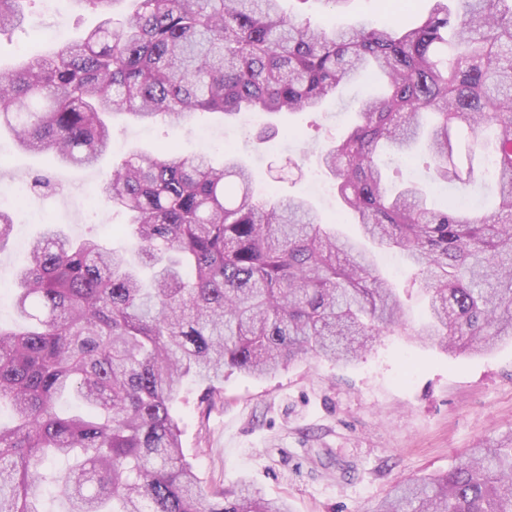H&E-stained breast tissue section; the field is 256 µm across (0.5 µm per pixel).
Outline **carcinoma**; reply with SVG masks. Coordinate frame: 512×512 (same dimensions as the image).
<instances>
[{
	"label": "carcinoma",
	"mask_w": 512,
	"mask_h": 512,
	"mask_svg": "<svg viewBox=\"0 0 512 512\" xmlns=\"http://www.w3.org/2000/svg\"><path fill=\"white\" fill-rule=\"evenodd\" d=\"M27 0H0V34ZM99 13L77 43L0 68V130L49 162L92 168L109 118L173 127L317 110L340 84L384 78L356 102L361 123L321 150L342 211L381 250L416 270L429 307L417 336L458 354L512 338V0H432L413 25L349 29L286 14L282 0H73ZM433 180L465 191L485 155L491 212L430 187L394 193L378 163L412 159L420 139ZM236 151L224 162L133 151L100 188L124 213L138 260L95 237L47 225L14 275L18 323L0 325V512H45L53 483L65 512H292L245 483L206 495L173 413L189 378L272 373L303 357L350 362L406 323L399 289L374 257L341 239L297 197H260ZM13 216L0 210V251ZM59 456L72 465L50 469ZM370 512H512V434L448 470L396 487Z\"/></svg>",
	"instance_id": "cac0c4a2"
}]
</instances>
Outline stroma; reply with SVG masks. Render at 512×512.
<instances>
[{
  "mask_svg": "<svg viewBox=\"0 0 512 512\" xmlns=\"http://www.w3.org/2000/svg\"><path fill=\"white\" fill-rule=\"evenodd\" d=\"M27 9L29 24L0 35V65L36 42L40 28L63 26L66 38L75 40L98 22L95 12L73 10L69 0H55L49 11L41 0H29ZM378 89L369 80L347 84L326 110L294 116L287 134L282 121L268 118L242 128L201 117L176 129L117 118L112 152L92 169L49 165L0 132V198L26 200L0 252V322L16 318L12 273L45 225L127 247L124 216L93 189L132 150L175 146L210 154L219 164L224 140L232 138L239 157L257 169L262 189L309 198L326 222L336 223V195L309 189L325 177L318 154L352 124L358 95ZM38 175L47 176L49 188L31 190ZM377 262L402 290L407 326L379 336L357 361L307 358L263 377L229 371L209 397L203 386L187 385L174 414L204 488L247 481L287 499L292 512H370L398 483L446 471L471 448L512 433V341L469 355L420 342L414 330L426 299L411 285L413 269L393 251L378 252Z\"/></svg>",
  "mask_w": 512,
  "mask_h": 512,
  "instance_id": "1",
  "label": "stroma"
}]
</instances>
